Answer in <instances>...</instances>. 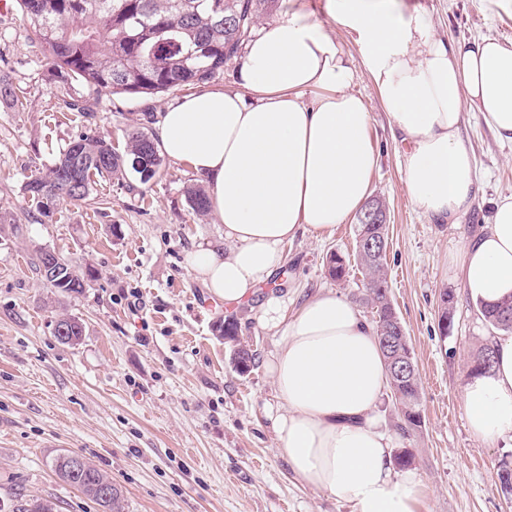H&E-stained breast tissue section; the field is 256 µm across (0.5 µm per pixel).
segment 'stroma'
Listing matches in <instances>:
<instances>
[{
    "mask_svg": "<svg viewBox=\"0 0 512 512\" xmlns=\"http://www.w3.org/2000/svg\"><path fill=\"white\" fill-rule=\"evenodd\" d=\"M403 4L440 38L512 42V11L500 0ZM29 35L19 12L0 15V74L27 97L22 111L0 101V501L22 493L52 499L58 512H99L51 467L57 454L74 452L121 487L125 512H353L303 483L278 450L269 412L279 400L265 368L278 338L261 309L274 295L300 303L332 289L371 316L354 221L323 240L304 235L288 243L283 266L239 303L213 297L187 267L199 243L224 237L212 215L191 209L189 189L206 183L187 163L165 160L145 184L135 176L97 181L90 201H63L42 216L22 187L70 140L91 133L123 146L126 129L154 133L168 106L192 89L152 97L104 92L93 116L68 112L63 74ZM354 90L372 114L370 135L381 152L370 194L386 206L390 297L421 388L420 427L399 433L389 395L379 425L395 434L397 450L413 455L422 482L418 512H512L498 479L512 446L490 447L471 433L461 391L496 330L448 272L463 240L490 223L494 200L512 194V145L499 143L479 113H466L462 134L479 172L475 198L458 223H436L407 195L404 148L373 86L362 76ZM41 249L93 268L95 280L79 295L57 292L34 268ZM334 252L346 260L340 281L328 273ZM446 295L453 317L445 330ZM62 314L81 319L80 345L55 337ZM227 317L256 353L243 376L217 330Z\"/></svg>",
    "mask_w": 512,
    "mask_h": 512,
    "instance_id": "obj_1",
    "label": "stroma"
}]
</instances>
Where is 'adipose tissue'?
<instances>
[{
	"label": "adipose tissue",
	"mask_w": 512,
	"mask_h": 512,
	"mask_svg": "<svg viewBox=\"0 0 512 512\" xmlns=\"http://www.w3.org/2000/svg\"><path fill=\"white\" fill-rule=\"evenodd\" d=\"M325 28L303 0L248 41L238 86H210L164 113L156 142L208 182L209 210L224 240L187 257L208 291L227 301L251 296L284 261V246L314 239L358 214L380 163L372 115L353 89L366 74L394 136L407 143L405 184L414 205L457 223L475 194V160L461 131L480 113L512 144V45L493 38L446 41L401 0H325ZM359 49L349 64L334 35ZM476 302L512 296V195L494 204L485 231L452 260ZM288 299H267L261 319L281 341L267 363L279 403L271 417L279 451L307 485L351 503L354 512H416V471L394 465V441L378 424L388 386L376 330L333 290L286 317ZM494 364L466 377L472 431L487 444L512 439V331L490 337Z\"/></svg>",
	"instance_id": "adipose-tissue-1"
}]
</instances>
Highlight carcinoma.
<instances>
[{
  "label": "carcinoma",
  "mask_w": 512,
  "mask_h": 512,
  "mask_svg": "<svg viewBox=\"0 0 512 512\" xmlns=\"http://www.w3.org/2000/svg\"><path fill=\"white\" fill-rule=\"evenodd\" d=\"M278 0H16L17 10L31 30L34 40L48 52L50 66L68 74L78 85L95 93L107 91L126 97L153 96L215 77L224 63L234 57L253 34L261 14ZM0 99L16 107L20 97L9 78L0 76ZM158 156L160 151L146 133L132 129L126 133L123 152L112 142L82 135L60 151L46 171L31 177L23 195L45 215L60 200L86 202L95 179L143 176L133 166L137 156ZM192 210L203 215L209 210L206 193L189 192ZM358 262L367 269L365 302L375 310L377 339L387 350L385 328L396 312L389 300L386 268L356 250ZM59 272L49 283L62 294H81L95 280V272L81 269L57 257ZM486 321L499 329H512V298L482 308ZM68 329L72 345L81 343L83 323L76 317L56 320L54 333ZM224 340L238 347L233 363L239 373L253 367L255 354L240 348L236 320L228 318L219 326ZM389 382L400 411V429L408 433L422 422L419 410L420 384L417 371L389 372ZM69 453L57 455L53 471L65 484L98 502L93 488L84 480L68 477ZM11 512H57L56 504L45 498L14 496Z\"/></svg>",
  "instance_id": "cac0c4a2"
}]
</instances>
